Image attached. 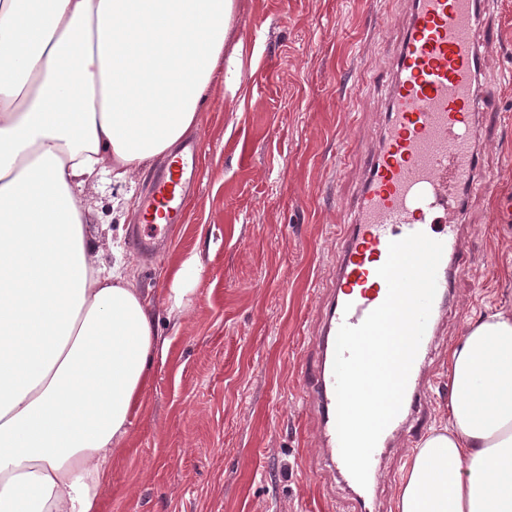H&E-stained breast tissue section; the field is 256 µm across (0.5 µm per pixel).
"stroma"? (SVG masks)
Returning a JSON list of instances; mask_svg holds the SVG:
<instances>
[{"label":"stroma","mask_w":512,"mask_h":512,"mask_svg":"<svg viewBox=\"0 0 512 512\" xmlns=\"http://www.w3.org/2000/svg\"><path fill=\"white\" fill-rule=\"evenodd\" d=\"M399 0H235L231 42H243L241 88L216 74L197 138L203 179L186 223L153 262L126 249L128 271L149 290L166 355L134 414L102 512H338L350 489L329 476L311 445L315 420L300 387L329 274L338 206L356 189L354 165L377 130L375 87L391 63L377 27ZM500 38L485 51L495 111L480 129L486 188L467 200L470 233L429 359L427 427L448 409V351L468 323L512 313V0H495ZM91 233L129 228L131 200L91 192ZM202 278L179 320L165 303L183 259ZM410 433L379 466L375 512H397L396 476L408 472Z\"/></svg>","instance_id":"obj_1"}]
</instances>
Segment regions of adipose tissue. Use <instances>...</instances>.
I'll use <instances>...</instances> for the list:
<instances>
[{
    "label": "adipose tissue",
    "instance_id": "1",
    "mask_svg": "<svg viewBox=\"0 0 512 512\" xmlns=\"http://www.w3.org/2000/svg\"><path fill=\"white\" fill-rule=\"evenodd\" d=\"M234 0H0V512H100L164 357L151 303L87 236L80 195L198 127ZM448 420L398 512H512V314L448 357Z\"/></svg>",
    "mask_w": 512,
    "mask_h": 512
}]
</instances>
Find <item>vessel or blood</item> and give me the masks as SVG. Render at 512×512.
<instances>
[{
	"instance_id": "obj_1",
	"label": "vessel or blood",
	"mask_w": 512,
	"mask_h": 512,
	"mask_svg": "<svg viewBox=\"0 0 512 512\" xmlns=\"http://www.w3.org/2000/svg\"><path fill=\"white\" fill-rule=\"evenodd\" d=\"M491 0H404L401 11L379 31L394 45L384 83L385 111L370 150L361 160L356 196L342 210L333 245L336 274L311 333L316 366L306 368L303 390L331 472L346 474L336 430L333 373L341 325H360L383 303L387 284L377 274L388 245L422 232L444 245L437 293L412 365L402 408L373 451L380 459L392 436L423 406L429 379L426 362L441 335L440 322L451 296L453 269L461 260L467 230L463 196L482 181L477 126L492 99L482 86V48L496 32ZM201 147L181 144L155 172L136 202L130 240L140 256L154 258L168 247L158 227L184 223L186 201L200 179Z\"/></svg>"
}]
</instances>
